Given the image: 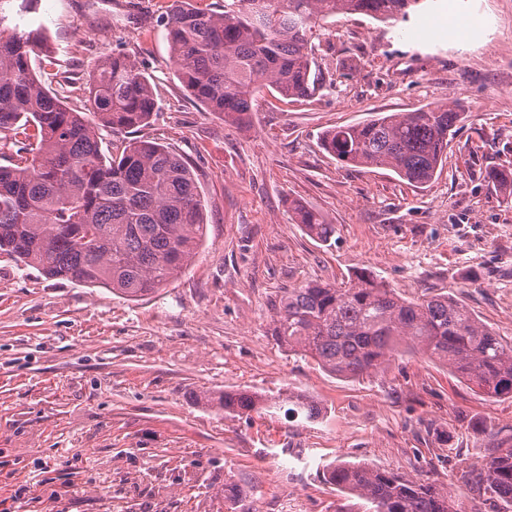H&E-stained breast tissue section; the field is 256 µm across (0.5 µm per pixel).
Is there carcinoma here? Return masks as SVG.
I'll return each mask as SVG.
<instances>
[{
  "mask_svg": "<svg viewBox=\"0 0 512 512\" xmlns=\"http://www.w3.org/2000/svg\"><path fill=\"white\" fill-rule=\"evenodd\" d=\"M426 0H224L202 13L176 0L165 29L184 89L224 123L243 126L264 89L286 99L319 88L316 25L344 14L406 19ZM50 58L41 28L0 29V254L49 278L108 288L137 299L175 279L203 241L205 205L192 169L169 146L134 136L157 110L154 84L119 49L86 77L88 112L68 109L36 77L31 53ZM458 106H436L335 127L322 148L353 167H384L423 185L443 163ZM122 134L103 153L102 132ZM295 220L322 243L336 234L322 215L297 205ZM269 333L290 354L358 378L385 369L400 348L448 366L489 399L512 397V344L446 294L401 297L361 271L346 285L309 280L274 303ZM291 417L324 419L315 401L290 396ZM277 402L226 390L224 413L250 415ZM485 492L512 506V448L497 449L479 472ZM328 481L370 512H461L448 490L386 470L340 462Z\"/></svg>",
  "mask_w": 512,
  "mask_h": 512,
  "instance_id": "1",
  "label": "carcinoma"
}]
</instances>
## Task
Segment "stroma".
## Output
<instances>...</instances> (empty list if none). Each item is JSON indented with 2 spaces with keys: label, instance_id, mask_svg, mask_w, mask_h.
Returning <instances> with one entry per match:
<instances>
[{
  "label": "stroma",
  "instance_id": "35a3bbf8",
  "mask_svg": "<svg viewBox=\"0 0 512 512\" xmlns=\"http://www.w3.org/2000/svg\"><path fill=\"white\" fill-rule=\"evenodd\" d=\"M172 5L0 0L9 27L42 28L56 47V64L36 55L32 68L71 108L88 107L103 51L145 68L158 109L138 135L195 167L206 214L184 271L139 300L0 254V512H356L324 477L337 461L432 482L464 512H505L475 475L512 448V398L416 353L335 376L275 344L269 302L366 271L409 300L451 295L512 343V197L490 180L512 172V0H430L394 23L328 18L317 93H261L239 128L178 81ZM452 102L463 117L423 187L320 145L330 128ZM297 203L335 225L329 244L295 223ZM238 388L307 397L326 417L225 414L217 400Z\"/></svg>",
  "mask_w": 512,
  "mask_h": 512
}]
</instances>
